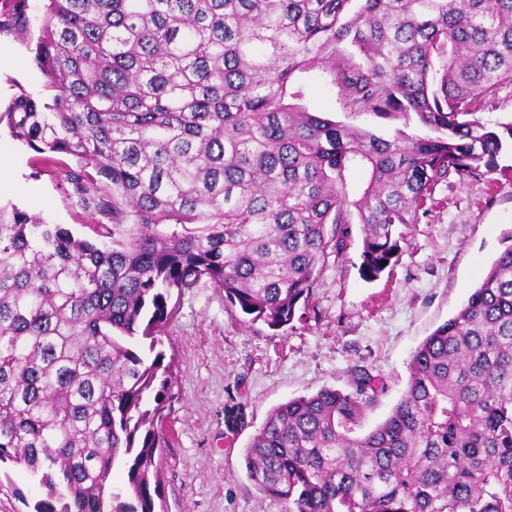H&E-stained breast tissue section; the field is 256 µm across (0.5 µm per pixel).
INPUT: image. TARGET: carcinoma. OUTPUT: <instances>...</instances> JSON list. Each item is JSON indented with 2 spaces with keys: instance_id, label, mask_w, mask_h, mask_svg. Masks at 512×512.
Returning a JSON list of instances; mask_svg holds the SVG:
<instances>
[{
  "instance_id": "cac0c4a2",
  "label": "carcinoma",
  "mask_w": 512,
  "mask_h": 512,
  "mask_svg": "<svg viewBox=\"0 0 512 512\" xmlns=\"http://www.w3.org/2000/svg\"><path fill=\"white\" fill-rule=\"evenodd\" d=\"M35 60L48 96L0 124L92 166L70 180L112 223L90 240L0 205V465L38 482L33 512H156L172 291L206 280L281 328L352 217L372 282L440 181L512 150V117L479 113L512 84V0H46ZM314 70L403 127L308 111ZM408 369L365 433L382 386L362 366L272 407L247 479L286 512H512V245Z\"/></svg>"
}]
</instances>
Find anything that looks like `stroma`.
<instances>
[{"label":"stroma","mask_w":512,"mask_h":512,"mask_svg":"<svg viewBox=\"0 0 512 512\" xmlns=\"http://www.w3.org/2000/svg\"><path fill=\"white\" fill-rule=\"evenodd\" d=\"M44 4L0 0L1 23L21 11L29 19L24 31L0 34V110L18 92L45 94L34 53ZM296 84L309 111L370 125V117L346 113L328 73L299 74ZM500 164L492 174L439 182L427 213L401 227L398 262L376 281L359 275L360 231L352 229L349 246L318 276L306 313L282 328L244 315L206 281L173 294L176 314L162 336L176 372L161 458L164 512H285L247 480L242 451L273 406L324 387L350 389L354 367L383 385L362 431L388 416L416 347L460 309L512 244V157ZM78 166L71 156L36 153L0 131V168L8 176L0 201L91 239L108 217L75 196L68 173Z\"/></svg>","instance_id":"stroma-1"}]
</instances>
